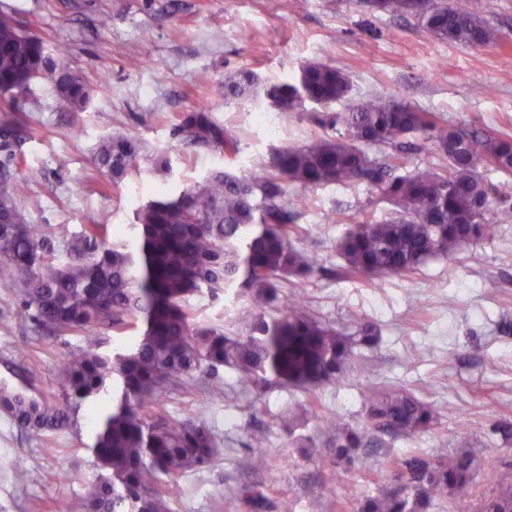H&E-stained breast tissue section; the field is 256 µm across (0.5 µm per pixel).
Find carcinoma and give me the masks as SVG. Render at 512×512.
Segmentation results:
<instances>
[{
    "label": "carcinoma",
    "mask_w": 512,
    "mask_h": 512,
    "mask_svg": "<svg viewBox=\"0 0 512 512\" xmlns=\"http://www.w3.org/2000/svg\"><path fill=\"white\" fill-rule=\"evenodd\" d=\"M371 7L411 18L442 41L501 45L500 29L484 17L482 0H372ZM37 79L51 82L73 111L90 100L79 78L57 71L39 37L0 12V94L22 92ZM256 87L253 72H231L224 99H247ZM350 92L342 71L306 64L298 80L272 85L267 98L285 120L301 112L299 100L307 98L320 107L309 113L314 123L339 125L344 134L272 151L261 164L263 177L213 169L175 195L149 200L124 227L84 224L51 236L41 225L25 223L19 211L29 180L0 171V266L17 279L23 305L42 329L79 334V344L62 361V401L1 385L0 414L37 434L77 427L83 408L96 415L87 448L106 476L91 486L84 512H169L159 474H183L214 460L219 447L209 427L161 411L170 388L193 387L202 367L232 368L255 385L312 391L343 381L354 349L377 344L371 323L360 322L347 335L313 315L304 285L316 262L291 243L294 217L282 204L288 185L363 181L392 202L391 219L357 221L336 245L345 270L369 281L412 272L433 257L450 258L462 245L491 236L502 218H512V182L494 184L479 171L487 163L511 174L512 139L480 141L429 112L381 95L351 101ZM342 101L343 111L332 110ZM209 111L203 106L188 113L177 132L195 146L237 155V139ZM412 133L424 134L443 163L397 175L403 139ZM370 145L397 153L379 159L368 153ZM143 149L139 139L111 132L100 140L95 163L116 185L138 168ZM110 230L128 240L110 242ZM285 280L297 291L279 317H270ZM234 288L254 307L245 333L230 336L196 321L191 298L217 299ZM106 325L116 332L137 328L140 336L109 351L100 336ZM436 420L433 406L413 393L377 389L367 399L362 426L330 417L324 429L339 464L376 443L379 433L410 435ZM479 448V442L465 441L448 455L406 460L404 479L366 497L359 512H429L437 501H457L473 479ZM239 495L257 512L267 508L264 495L251 487ZM483 508H512L511 464L499 470Z\"/></svg>",
    "instance_id": "1"
}]
</instances>
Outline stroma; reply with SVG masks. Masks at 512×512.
<instances>
[{"label": "stroma", "mask_w": 512, "mask_h": 512, "mask_svg": "<svg viewBox=\"0 0 512 512\" xmlns=\"http://www.w3.org/2000/svg\"><path fill=\"white\" fill-rule=\"evenodd\" d=\"M1 11L37 34L46 55L89 87L82 112L67 108L42 79L25 92L0 95V110L10 112L8 123L0 122V165L28 178L19 210L53 233L131 223L139 206L213 169L256 174L273 150L331 136L305 115L282 121L263 94L225 99L224 77L239 69L255 72L264 85L323 62L348 75L351 99L384 95L479 138H512V44H451L360 0H0ZM271 30L277 36L269 41L264 34ZM29 97L39 100L38 110L25 111ZM202 104L239 140L237 156L177 135L184 114ZM114 129L147 148L138 170L116 184L94 161L97 143ZM158 151L167 153L169 172H154L150 156ZM285 200L297 225L294 247L318 261L306 286L312 312L348 333L358 321L370 322L378 343L356 348L346 381L311 392L246 386L229 367L214 376L198 372L195 387L172 391L166 413L205 422L220 453L202 468L161 475L170 512H254L239 496L247 485L270 505L288 501L292 512H358L361 500L400 474L402 461L448 454L473 438L485 448L465 501L480 507L498 469L512 464V442L494 431L500 422L512 423V219L452 258L368 281L343 271L336 242L352 222L392 217L380 191L359 182L295 184ZM192 305L197 321L231 335L242 332L252 313L245 296L229 309L207 297ZM77 342L39 328L14 278L0 270V385L59 399L61 362ZM382 387L431 403L437 426L382 436L378 445L358 450L346 469L336 465L332 449L307 456L301 438L317 436L329 416L361 425L367 397ZM290 409L298 416L291 432L281 421ZM90 429L85 410L77 430L51 436L20 431L0 416V512H52L59 501L80 507L100 474L87 448ZM257 430L266 442L254 449L250 436ZM256 455L265 465L254 471L247 461ZM17 461L32 480L16 477Z\"/></svg>", "instance_id": "35a3bbf8"}]
</instances>
